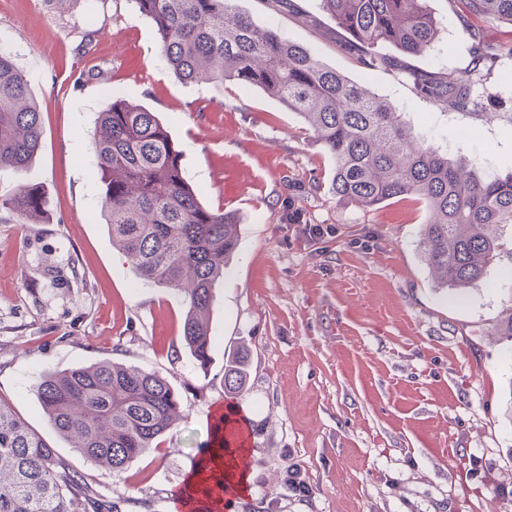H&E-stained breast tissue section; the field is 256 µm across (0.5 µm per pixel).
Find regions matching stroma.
Segmentation results:
<instances>
[{"label": "stroma", "instance_id": "obj_1", "mask_svg": "<svg viewBox=\"0 0 512 512\" xmlns=\"http://www.w3.org/2000/svg\"><path fill=\"white\" fill-rule=\"evenodd\" d=\"M300 14L239 0L326 66L403 112L430 145L480 170L512 172V127L474 124L416 98L391 72L361 68L319 0ZM420 56L390 58L463 75L472 42L448 0ZM0 47L27 75L42 111L30 172L0 169V196L35 180L48 217L21 224L0 209V398L118 512H174L227 403L224 359L249 351L243 408L250 452L234 512H512V260H494L462 294L435 287L418 248L425 212L411 200L364 208L338 199L333 161L302 119L234 82L184 83L135 0H0ZM119 96L157 112L200 201L233 213L239 245L214 290L211 363L181 344L185 304L135 286L104 224L91 140ZM482 112H512V57L485 65ZM297 223H290L289 214ZM325 227L310 238L307 225ZM112 360L169 380L180 416L122 473L86 462L48 423L36 390L48 371ZM297 476L308 495L294 493Z\"/></svg>", "mask_w": 512, "mask_h": 512}]
</instances>
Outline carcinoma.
<instances>
[{
    "label": "carcinoma",
    "mask_w": 512,
    "mask_h": 512,
    "mask_svg": "<svg viewBox=\"0 0 512 512\" xmlns=\"http://www.w3.org/2000/svg\"><path fill=\"white\" fill-rule=\"evenodd\" d=\"M238 0H136L154 24L161 56L184 82L254 86L298 114L334 162L336 197L371 208L412 199L426 214L419 246L437 287L461 291L495 259H512L503 230L512 226V172L483 177L426 144L390 104L273 26L256 23ZM426 0H320L349 32L341 44L365 70L396 74L418 98L465 111L470 75L439 76L378 51L393 45L420 56L438 39ZM472 41L471 72L512 43L489 42L472 19L512 22V0H448ZM42 116L26 74L0 51V168L28 171L42 148ZM91 150L100 171L102 215L112 246L140 283L183 295L181 340L196 364L210 363L213 290L234 251L237 224L204 207L186 180L181 151L156 113L112 97L99 112ZM48 198L21 185L0 208L26 221L43 217ZM248 349L224 361V392L240 394ZM37 396L55 432L88 462L121 473L173 425L179 401L155 373L103 360L42 376ZM84 476L0 400V512H88Z\"/></svg>",
    "instance_id": "1"
}]
</instances>
